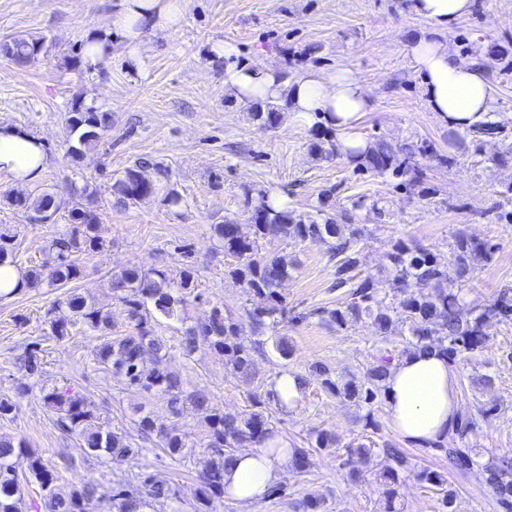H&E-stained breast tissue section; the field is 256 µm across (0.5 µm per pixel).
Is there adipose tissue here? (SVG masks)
<instances>
[{
	"label": "adipose tissue",
	"instance_id": "obj_1",
	"mask_svg": "<svg viewBox=\"0 0 512 512\" xmlns=\"http://www.w3.org/2000/svg\"><path fill=\"white\" fill-rule=\"evenodd\" d=\"M473 0H412L413 14L427 20L428 30L409 46L415 70L425 90L427 106L449 126L466 129L492 110L495 91L480 64L453 61L446 36L470 14ZM186 0H121L107 30L88 36L83 60L96 66L101 47L121 35L131 60H138L145 28L165 33L178 27ZM224 59V88L241 105L281 102L294 124L334 128L337 146L346 159L359 162L373 148L357 128L372 101L354 71L309 70L295 79L281 78L277 68L242 58L231 44L216 46ZM49 158L42 142L17 128L0 130V172L23 184L39 179ZM387 413L397 435L426 447L445 442L460 412L457 373L438 350L411 352L393 362L384 382ZM292 465V450L282 436L261 447L236 454L224 470V492L250 512Z\"/></svg>",
	"mask_w": 512,
	"mask_h": 512
}]
</instances>
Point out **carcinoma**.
I'll list each match as a JSON object with an SVG mask.
<instances>
[{"instance_id": "carcinoma-1", "label": "carcinoma", "mask_w": 512, "mask_h": 512, "mask_svg": "<svg viewBox=\"0 0 512 512\" xmlns=\"http://www.w3.org/2000/svg\"><path fill=\"white\" fill-rule=\"evenodd\" d=\"M44 49L43 39L33 36H13L0 40V55L18 66H26ZM254 117L270 128L277 127L283 113L274 103H265V110L254 113ZM69 134L76 137L70 152L75 155L98 141L112 126L110 114L97 112L74 100L67 118ZM413 151L399 158V153L387 142L376 141L374 149L362 162V166L377 175L392 174L403 179L409 187L420 183V170L410 164ZM140 161L126 170L125 176L112 186L117 200H135L155 191L152 181L146 180ZM4 200L25 214L27 223L35 224L40 218H53L63 208L50 194L37 196H6ZM74 226L49 241L45 247V261L41 267L21 273V278L12 293L43 280L48 286L65 288L78 280L83 272V256L101 246L96 234L98 217L95 211L75 204L68 209ZM214 233L224 248V254L236 259L230 274L238 279L247 292L258 299V305L247 313L253 339L246 340L243 326L230 311L216 306L209 318L188 328L181 336L179 349L183 356H190L199 340L209 341L213 349L230 362L234 374L252 379L258 375L255 356L265 354V342L261 337L265 330L278 323L286 314L279 287L290 277L291 264L283 256H268L261 253L260 243L276 239L306 241L331 240L330 260L334 261L333 287L348 289L350 301L343 307L317 311L321 322L345 327L368 315L377 333L384 335L392 328L394 318L401 315L411 323V338L403 350L409 354L418 349H437L456 364L459 356L473 353L486 346L491 323L512 321V286L498 291L497 296L477 307L465 305L460 293L468 284L479 262H488L493 248L466 236L457 238L448 262L455 266L457 289L446 288L445 264L422 247L414 250L401 243L393 245L388 254L391 266L389 288L399 296L398 306L384 309L378 306L373 291L372 278L358 276L356 231L345 233V225L327 218L320 224L294 211L275 210L266 201L254 207L248 231L233 220L214 225ZM435 284L432 293H423V285ZM112 298L127 307L128 319L133 331L125 336H109L112 329L110 315L84 297L67 293L62 304L70 316H56L49 321L53 336L62 339L69 335L70 327L80 324L91 332L98 333L102 342L93 350V360L122 375L127 384L151 393L167 396L168 419L178 418L186 407H192L204 415L208 426V447L213 459L198 474L200 484V512H211L209 506L214 498L224 496V468L229 465L237 448H257L270 439L273 429L267 410L283 408L277 392L268 390L265 396H256L251 409L240 414H226L212 407L209 393L189 390L180 376L169 370L171 346L156 335L149 324L153 312L171 316L186 304L197 288V270L188 265L174 278L167 272L133 265L112 275L109 281ZM392 356L384 351L367 370L363 380L340 382L331 370L320 362L311 365V371L320 378L322 387L333 396L356 399L368 408L382 402L384 382ZM42 358L37 344H32L24 357V367L34 376L41 370ZM45 405L56 413L57 426L69 436L78 437L86 455L103 463H116L137 452L135 439L142 441L152 437L169 455H183L185 443L171 424L157 418L153 411H144L136 423V435L114 432L96 424L97 416L93 404L74 388L57 387L43 392ZM489 414L481 406L476 412L459 414L455 428L448 433V445L436 444L432 449L448 462V470L466 474L495 499L501 512H512V450L500 452L496 448H474L472 438L477 436L478 419ZM336 445L335 434L327 430H313L307 438V447L292 448L293 467L306 473L316 453L329 451ZM349 456L364 465L371 464L379 455L389 465L378 474L386 488L388 508H394L396 488L404 481L411 466L406 451L391 441L381 443H359L348 450ZM58 471L51 469L42 458L24 443L0 437V512H18L24 486L35 480L46 491L48 512H94L101 501L112 503L114 512H143L151 499L167 498L170 485L153 474L138 476L122 489L106 485H86L71 490L61 497L54 491ZM420 479L436 494L444 508L451 510L455 503V490L448 484L442 472L424 469Z\"/></svg>"}]
</instances>
